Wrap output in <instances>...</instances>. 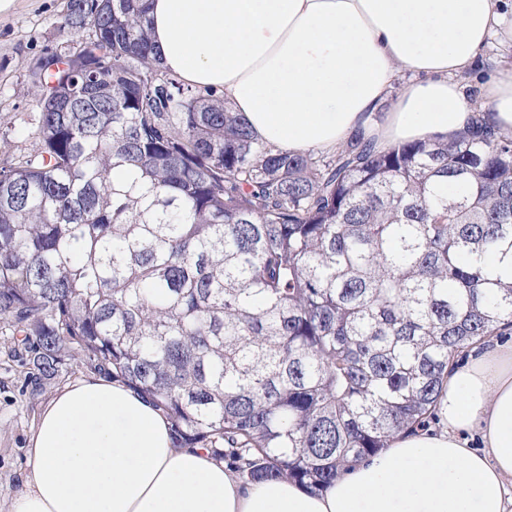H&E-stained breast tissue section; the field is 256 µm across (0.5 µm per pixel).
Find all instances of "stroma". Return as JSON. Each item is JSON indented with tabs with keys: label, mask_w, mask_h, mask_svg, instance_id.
Listing matches in <instances>:
<instances>
[{
	"label": "stroma",
	"mask_w": 512,
	"mask_h": 512,
	"mask_svg": "<svg viewBox=\"0 0 512 512\" xmlns=\"http://www.w3.org/2000/svg\"><path fill=\"white\" fill-rule=\"evenodd\" d=\"M67 0H15L0 13V159L37 148L38 91L29 69L53 49L76 48L81 33L63 28ZM20 335L0 323V512H10L27 470V448L50 398L77 379L94 374L81 354L68 359L56 378L36 380L24 363Z\"/></svg>",
	"instance_id": "1"
}]
</instances>
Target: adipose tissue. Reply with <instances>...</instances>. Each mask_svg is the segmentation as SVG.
Segmentation results:
<instances>
[{"mask_svg": "<svg viewBox=\"0 0 512 512\" xmlns=\"http://www.w3.org/2000/svg\"><path fill=\"white\" fill-rule=\"evenodd\" d=\"M511 13L512 0H149L148 28L166 70L223 91L265 142L384 151L478 122L512 132V70L473 100L460 83ZM439 411V427L394 435L314 493L243 483L206 449L176 447L128 386L83 377L43 410L11 512H512V345L454 365Z\"/></svg>", "mask_w": 512, "mask_h": 512, "instance_id": "1", "label": "adipose tissue"}]
</instances>
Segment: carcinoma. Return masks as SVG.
Instances as JSON below:
<instances>
[{
  "label": "carcinoma",
  "instance_id": "cac0c4a2",
  "mask_svg": "<svg viewBox=\"0 0 512 512\" xmlns=\"http://www.w3.org/2000/svg\"><path fill=\"white\" fill-rule=\"evenodd\" d=\"M37 150L0 166V320L76 351L180 448L322 491L429 426L458 354L512 331V134L294 154L165 70L145 0H68Z\"/></svg>",
  "mask_w": 512,
  "mask_h": 512
}]
</instances>
